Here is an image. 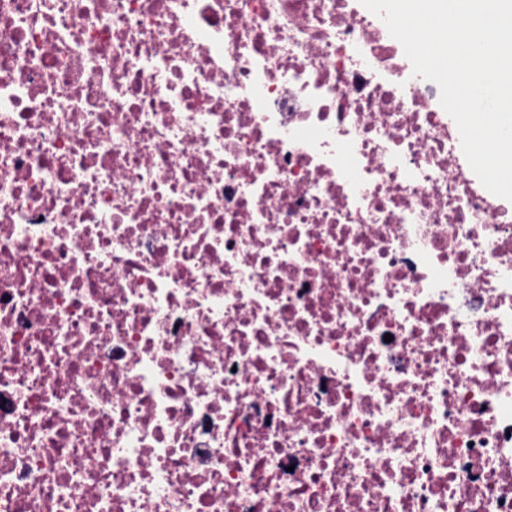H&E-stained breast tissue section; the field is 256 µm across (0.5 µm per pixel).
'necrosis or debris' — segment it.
<instances>
[{"label":"necrosis or debris","mask_w":512,"mask_h":512,"mask_svg":"<svg viewBox=\"0 0 512 512\" xmlns=\"http://www.w3.org/2000/svg\"><path fill=\"white\" fill-rule=\"evenodd\" d=\"M348 0H0V512H512V207Z\"/></svg>","instance_id":"1"}]
</instances>
